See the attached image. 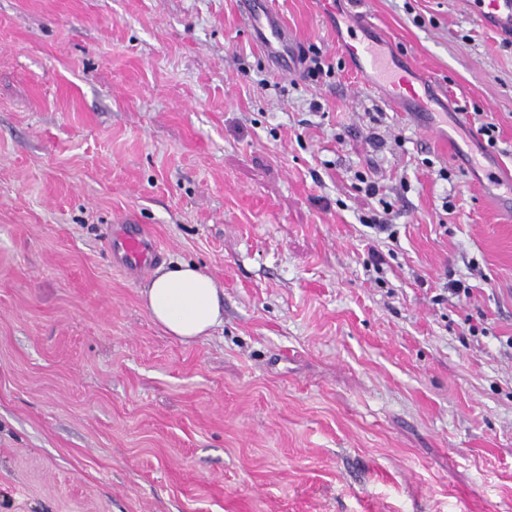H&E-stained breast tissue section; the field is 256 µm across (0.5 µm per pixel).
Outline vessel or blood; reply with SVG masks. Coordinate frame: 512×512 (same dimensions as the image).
I'll use <instances>...</instances> for the list:
<instances>
[{
	"label": "vessel or blood",
	"mask_w": 512,
	"mask_h": 512,
	"mask_svg": "<svg viewBox=\"0 0 512 512\" xmlns=\"http://www.w3.org/2000/svg\"><path fill=\"white\" fill-rule=\"evenodd\" d=\"M239 14L244 26L262 47L271 67L288 69L291 65L290 36L276 13L267 9L265 0H239ZM345 55L367 80L386 93L404 96L408 113L418 118L429 110L428 98L407 81L396 80L386 56L377 43L349 36L341 43ZM112 258L117 267L134 276L155 262L159 249L155 241L138 225L120 224L112 233Z\"/></svg>",
	"instance_id": "b4317fda"
}]
</instances>
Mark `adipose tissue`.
<instances>
[{"mask_svg": "<svg viewBox=\"0 0 512 512\" xmlns=\"http://www.w3.org/2000/svg\"><path fill=\"white\" fill-rule=\"evenodd\" d=\"M143 297L152 320L169 335L183 341L208 335L224 321L216 281L194 264L159 268Z\"/></svg>", "mask_w": 512, "mask_h": 512, "instance_id": "1", "label": "adipose tissue"}]
</instances>
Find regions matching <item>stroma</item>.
<instances>
[{
    "label": "stroma",
    "mask_w": 512,
    "mask_h": 512,
    "mask_svg": "<svg viewBox=\"0 0 512 512\" xmlns=\"http://www.w3.org/2000/svg\"><path fill=\"white\" fill-rule=\"evenodd\" d=\"M269 4L333 79L269 66L238 0H0V512H512L507 34L468 0ZM363 17L436 131L345 57ZM385 201L392 240L359 222ZM123 218L223 287L209 335L151 319Z\"/></svg>",
    "instance_id": "1"
}]
</instances>
